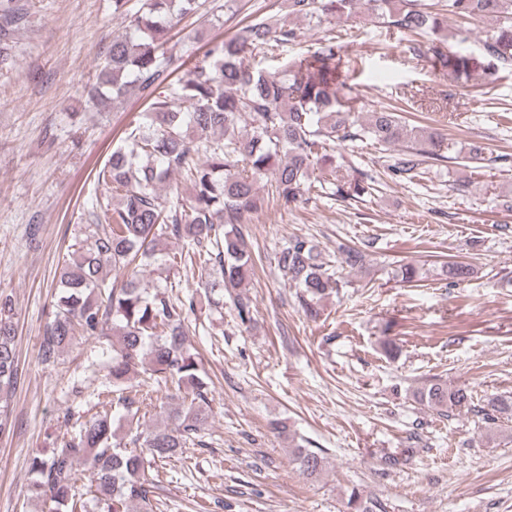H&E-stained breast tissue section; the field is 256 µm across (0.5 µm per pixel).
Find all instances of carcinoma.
<instances>
[{
  "instance_id": "obj_1",
  "label": "carcinoma",
  "mask_w": 512,
  "mask_h": 512,
  "mask_svg": "<svg viewBox=\"0 0 512 512\" xmlns=\"http://www.w3.org/2000/svg\"><path fill=\"white\" fill-rule=\"evenodd\" d=\"M200 9L199 0H141L129 15L128 29L100 52L90 100H108L117 107L135 89L150 101L130 124L111 158L98 172L91 223L70 245L58 267L59 296L53 318L44 329L40 359L56 362L78 336L112 332V355L107 363L109 385L102 396L125 390L128 375L148 366L157 382L184 392L188 404L168 415L170 423L134 436L133 448L115 440L114 416L104 411L79 424L74 437L46 454L30 459L36 481L33 491L52 505L51 512H157L160 503L148 474L151 463L181 454L196 439L211 412L207 384L196 354L185 345L184 323L195 311L197 294L177 299L157 285L141 286L139 269L156 266L168 273L176 264L188 278H198L210 293L233 297L240 324L252 321L247 288L254 262L241 224L256 211L257 185L270 180L271 194L285 205L323 194L342 202L372 194L375 179L340 157L336 145L368 140L386 151L405 143L407 157L390 169L412 178L423 164L457 160L455 142L434 128L410 126L396 110L381 106L360 121L352 101L342 92L348 62L337 52L334 29L319 47L292 66L281 78L244 64L248 54L267 46L296 41L295 28L273 15L256 17L232 36L208 42L204 60L187 79L173 80L171 34ZM288 13L320 25L364 15L377 27L397 30L410 41L427 35V52L448 76L469 77L491 70L512 71V0H288ZM461 21L486 19L493 33L480 54L447 46L448 16ZM19 0H0V63L11 55L14 29L26 21ZM250 129L241 132V117ZM474 168L493 165L499 156L480 146L465 155ZM329 174L312 177L316 167ZM179 197L190 189L189 204L162 196L163 187ZM183 243L168 256L165 244ZM339 262L360 268L364 252L356 244L337 243ZM278 268L297 288L304 313L316 319L322 301L348 281L326 261L311 241L292 236L280 251ZM125 271L121 280L108 278ZM433 276L450 284L478 274L470 263L449 261L432 268ZM427 278L424 266L401 263L391 279L411 285ZM14 312L11 299L0 297V399L18 381ZM414 401L447 417L466 408L488 426L512 423V394L499 393L473 401L465 385L452 386L440 378L426 380L412 392ZM152 400L147 389L139 397L120 396L128 416ZM289 457L308 479L319 477L329 464L321 448L290 439ZM88 473L94 497L88 501L76 489L78 466ZM347 512H375L376 502L357 488L347 493Z\"/></svg>"
}]
</instances>
